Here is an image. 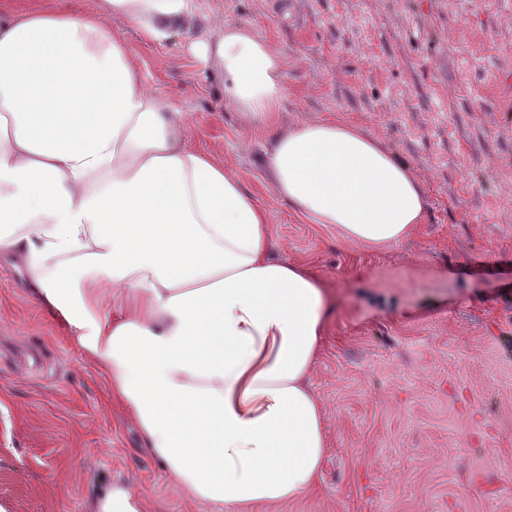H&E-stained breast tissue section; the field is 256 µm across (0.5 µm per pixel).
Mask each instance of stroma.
<instances>
[{
    "label": "stroma",
    "instance_id": "1",
    "mask_svg": "<svg viewBox=\"0 0 512 512\" xmlns=\"http://www.w3.org/2000/svg\"><path fill=\"white\" fill-rule=\"evenodd\" d=\"M281 56L271 125L224 100L218 65L108 18L187 144L267 210L278 257L331 289L310 385L325 411L315 489L256 512H512V0H194ZM338 120L409 163L427 199L407 241L372 247L275 193L276 133ZM143 512H217L176 488L67 325L0 262V506L91 512L108 484Z\"/></svg>",
    "mask_w": 512,
    "mask_h": 512
}]
</instances>
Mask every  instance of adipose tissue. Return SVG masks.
<instances>
[{"label":"adipose tissue","instance_id":"obj_1","mask_svg":"<svg viewBox=\"0 0 512 512\" xmlns=\"http://www.w3.org/2000/svg\"><path fill=\"white\" fill-rule=\"evenodd\" d=\"M0 9V259L109 378L151 454L191 499L248 512L316 487L327 441L308 377L332 308L309 267L275 255L267 210L186 143L106 16L151 42L188 34L193 0ZM224 98L268 123L287 74L246 23L191 41ZM275 192L371 246L407 240L426 199L407 162L338 121L279 133Z\"/></svg>","mask_w":512,"mask_h":512}]
</instances>
